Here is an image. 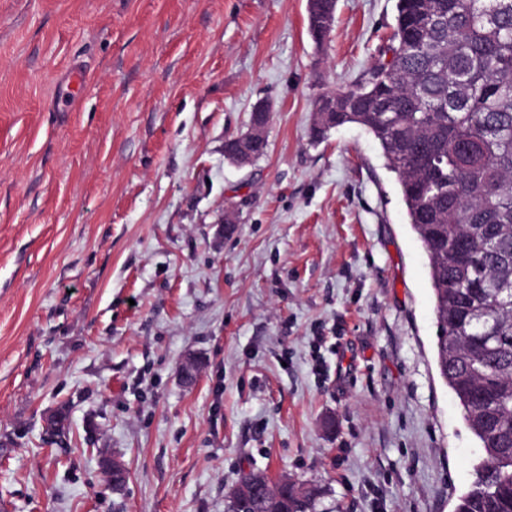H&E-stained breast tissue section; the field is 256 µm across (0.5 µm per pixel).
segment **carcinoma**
I'll return each mask as SVG.
<instances>
[{
	"mask_svg": "<svg viewBox=\"0 0 512 512\" xmlns=\"http://www.w3.org/2000/svg\"><path fill=\"white\" fill-rule=\"evenodd\" d=\"M337 0H308L322 47ZM378 142L428 258L439 374L485 449L454 512H512V0H397L378 58L314 101L310 138ZM244 488L229 512L259 507Z\"/></svg>",
	"mask_w": 512,
	"mask_h": 512,
	"instance_id": "obj_1",
	"label": "carcinoma"
}]
</instances>
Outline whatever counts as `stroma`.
Wrapping results in <instances>:
<instances>
[{"mask_svg":"<svg viewBox=\"0 0 512 512\" xmlns=\"http://www.w3.org/2000/svg\"><path fill=\"white\" fill-rule=\"evenodd\" d=\"M396 3L338 0L320 51L307 0H0V512H227L250 470L315 512H453L484 450L425 251L370 134L309 138Z\"/></svg>","mask_w":512,"mask_h":512,"instance_id":"1","label":"stroma"}]
</instances>
